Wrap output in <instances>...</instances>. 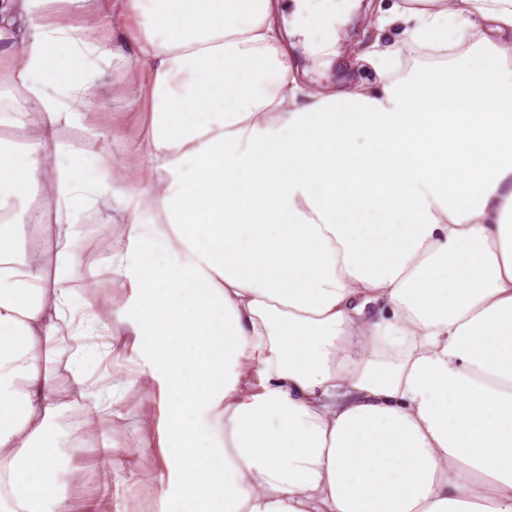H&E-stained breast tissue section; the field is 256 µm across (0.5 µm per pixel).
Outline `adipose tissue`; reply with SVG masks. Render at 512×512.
<instances>
[{
  "instance_id": "adipose-tissue-1",
  "label": "adipose tissue",
  "mask_w": 512,
  "mask_h": 512,
  "mask_svg": "<svg viewBox=\"0 0 512 512\" xmlns=\"http://www.w3.org/2000/svg\"><path fill=\"white\" fill-rule=\"evenodd\" d=\"M283 15L0 0V512H82L49 430L81 401L94 441L105 387H63L61 344L118 325L165 396L164 512H512V0H395L400 45L349 89L290 60L332 16ZM113 76L147 85L120 102L148 114L145 187L81 121ZM83 217L108 255L72 248ZM103 266L123 305L74 302Z\"/></svg>"
}]
</instances>
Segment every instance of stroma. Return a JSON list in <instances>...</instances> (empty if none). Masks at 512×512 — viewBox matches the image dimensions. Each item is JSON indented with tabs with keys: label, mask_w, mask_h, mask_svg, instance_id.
<instances>
[{
	"label": "stroma",
	"mask_w": 512,
	"mask_h": 512,
	"mask_svg": "<svg viewBox=\"0 0 512 512\" xmlns=\"http://www.w3.org/2000/svg\"><path fill=\"white\" fill-rule=\"evenodd\" d=\"M336 30L332 52L313 55L300 45L292 52L293 59L305 67L304 83L308 88L345 87L351 81L370 82L375 77L370 65L356 69L349 65L350 59L375 38L377 31L372 20L344 12ZM145 94L141 84L120 82L112 94L92 102L87 116L116 160L133 170L142 183L150 178L140 152V135L147 115L120 110L116 101ZM131 344V337L118 336L113 350L109 351L102 339H94L83 353L80 368L84 374L96 375L103 368L124 363ZM108 402L111 410L119 415L126 411L135 414L138 425L118 417L110 429L98 433L93 443L81 447L74 444L72 437L78 412L70 408L59 415L50 430L54 442L82 472L81 480L70 484L67 493L83 504L86 512H125L131 504L138 512H161L164 502L176 489L163 456L166 435L161 387L155 381L132 385L122 382L109 390Z\"/></svg>",
	"instance_id": "stroma-1"
}]
</instances>
